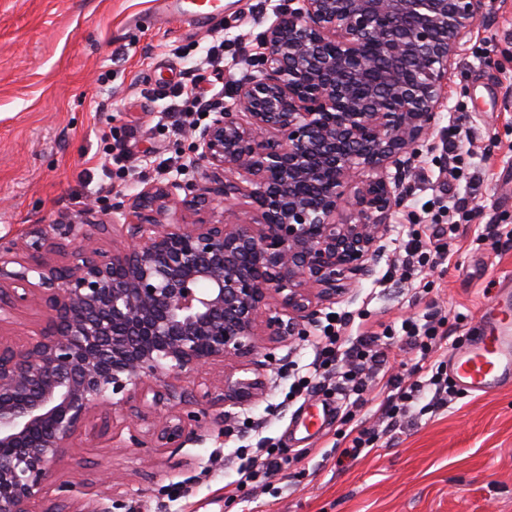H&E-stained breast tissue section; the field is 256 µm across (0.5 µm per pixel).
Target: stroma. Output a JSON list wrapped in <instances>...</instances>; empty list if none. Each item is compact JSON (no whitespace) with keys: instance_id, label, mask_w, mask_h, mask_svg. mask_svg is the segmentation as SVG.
Returning <instances> with one entry per match:
<instances>
[{"instance_id":"35a3bbf8","label":"stroma","mask_w":512,"mask_h":512,"mask_svg":"<svg viewBox=\"0 0 512 512\" xmlns=\"http://www.w3.org/2000/svg\"><path fill=\"white\" fill-rule=\"evenodd\" d=\"M283 2L224 0L223 17L200 23L156 17L155 0H0V237L67 223L87 200L108 205L178 177L191 153L164 93L216 40L229 61L225 80L249 73L240 57L257 54L258 36ZM451 79L434 136L470 126L474 149L487 153V174L458 192V234L444 270L428 287L389 273L403 225L449 219L448 159L438 150L417 163L372 274L321 311L361 313L376 328L441 314L453 349L512 276V246L476 240L482 226L512 225V0H487ZM314 341L276 346L272 363L253 368L266 392L233 406L227 430L161 452L84 437L59 461L56 484L95 483L111 469L114 512H512V386L485 397L459 391L433 411L431 392H423L395 432L350 459L343 434L377 425L375 394L363 396L350 420L335 412L333 391L283 403L289 382L281 371L304 368ZM325 406L322 429H305V417ZM253 420L264 421L262 431L251 430ZM262 439L280 448L284 468L268 492L235 488L225 457Z\"/></svg>"}]
</instances>
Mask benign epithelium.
<instances>
[{
    "mask_svg": "<svg viewBox=\"0 0 512 512\" xmlns=\"http://www.w3.org/2000/svg\"><path fill=\"white\" fill-rule=\"evenodd\" d=\"M297 4L261 33L257 73L192 130V180L0 238V512H111L85 485L47 498L78 436L144 427L133 444L158 451L201 441L207 408L266 389L230 375L200 383L202 371L248 372L269 345L310 335L341 284L370 271L420 146L437 148L452 67L485 0ZM237 195L251 210L231 206ZM205 206L221 218L188 219ZM111 213L125 223L105 251ZM28 306L46 311L40 330L7 337Z\"/></svg>",
    "mask_w": 512,
    "mask_h": 512,
    "instance_id": "benign-epithelium-1",
    "label": "benign epithelium"
}]
</instances>
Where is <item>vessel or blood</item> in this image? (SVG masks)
<instances>
[{"instance_id":"obj_1","label":"vessel or blood","mask_w":512,"mask_h":512,"mask_svg":"<svg viewBox=\"0 0 512 512\" xmlns=\"http://www.w3.org/2000/svg\"><path fill=\"white\" fill-rule=\"evenodd\" d=\"M164 12L205 18L221 13L222 0H163ZM454 382L471 393L487 395L512 384V290L499 289L484 306L481 329L450 356Z\"/></svg>"}]
</instances>
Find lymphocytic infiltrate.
I'll use <instances>...</instances> for the list:
<instances>
[{
    "mask_svg": "<svg viewBox=\"0 0 512 512\" xmlns=\"http://www.w3.org/2000/svg\"><path fill=\"white\" fill-rule=\"evenodd\" d=\"M214 106V93L205 87L203 75L189 71L179 84L169 109L187 116L212 111ZM456 231L453 224L433 229L436 246L432 249L426 248L417 235L399 241L397 264L403 275L419 278L425 276L433 263L446 261L444 239L455 236ZM349 325V316L327 315L314 358L306 366L307 374L292 384L291 397H301L314 385L328 389L336 385L343 390L342 406L350 416L358 406V397L373 389L382 395L385 416L392 426L425 388H433L438 406L447 405L454 389L438 363L447 339L439 326L408 318L402 321L400 331L388 328L380 333L366 331L355 338L348 334ZM398 333L410 349L419 352L420 358L409 369L395 373L388 366V357L391 341Z\"/></svg>",
    "mask_w": 512,
    "mask_h": 512,
    "instance_id": "lymphocytic-infiltrate-1",
    "label": "lymphocytic infiltrate"
}]
</instances>
